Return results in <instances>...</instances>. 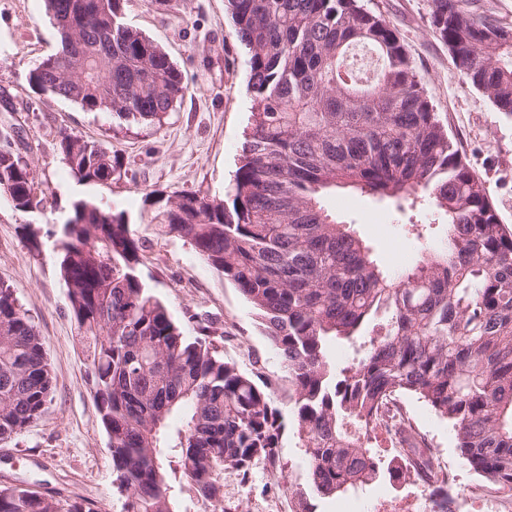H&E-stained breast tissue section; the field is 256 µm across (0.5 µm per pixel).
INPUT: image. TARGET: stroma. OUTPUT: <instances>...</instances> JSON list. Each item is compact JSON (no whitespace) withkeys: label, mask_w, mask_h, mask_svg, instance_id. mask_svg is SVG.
<instances>
[{"label":"stroma","mask_w":512,"mask_h":512,"mask_svg":"<svg viewBox=\"0 0 512 512\" xmlns=\"http://www.w3.org/2000/svg\"><path fill=\"white\" fill-rule=\"evenodd\" d=\"M398 31L423 79L427 95L463 159L489 187L502 223L512 226V116L464 80L447 45L428 23L429 0H363ZM125 22L168 52L190 90L155 123H127L108 112L35 93L28 73L59 44L44 0H0V144L11 142L47 190L42 209L17 210L0 193V281L11 285L42 337L53 377L52 400L42 417L12 440L0 443V484L29 489L90 507L123 512L113 484L112 460L93 395L91 369L58 266L59 228L74 202L90 200L126 211L132 233L144 244L140 275L164 302L186 335H197L189 313H209L210 340L226 360L258 373L280 405L288 403L283 367L240 292L208 266L191 246L151 224L142 190L198 191L220 199L232 179L249 122L243 50L226 15L225 0H122ZM95 140L119 157L124 173L108 184H85L69 172L58 150L60 130ZM328 205L354 223L379 261L398 272L411 267L423 247L444 244L446 228L435 224L425 239L412 237L407 218L358 194H339ZM38 232L29 241L27 229ZM404 404L430 448L456 475L458 486L477 476L461 458L448 421L414 398ZM280 466L256 468L248 482L233 474L224 492L238 512H293L291 488L304 485L299 440L286 431ZM381 479L358 496L316 502L317 512H369L392 493Z\"/></svg>","instance_id":"stroma-1"}]
</instances>
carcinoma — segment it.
I'll list each match as a JSON object with an SVG mask.
<instances>
[{
  "instance_id": "obj_1",
  "label": "carcinoma",
  "mask_w": 512,
  "mask_h": 512,
  "mask_svg": "<svg viewBox=\"0 0 512 512\" xmlns=\"http://www.w3.org/2000/svg\"><path fill=\"white\" fill-rule=\"evenodd\" d=\"M119 2L45 0L52 22L72 17L86 57L61 75L74 31L58 25L59 48L30 70L29 84L88 112L159 121L189 84L124 22ZM227 9L252 101L231 205L197 191L153 190L144 202L151 223L188 243L249 304L288 379V411L207 341L208 317L189 315L199 335H185L140 276L144 244L125 212L75 203L60 228L59 270L124 512H188L194 500L227 512L224 475L246 481L259 465L276 468L288 427L307 472L305 486L290 490L298 512L387 476L370 437L391 426L441 493L447 480L403 412L407 397L448 420L483 482L512 491V229L448 136L398 32L360 0H227ZM429 25L466 81L512 116V28L459 0H430ZM100 29L112 30L110 55L93 48ZM358 44L380 61L369 84L345 66ZM59 152L83 183H108L121 168L108 148L64 130ZM338 189L430 210L428 222L408 218L409 233L444 224L445 245L390 272L325 205ZM0 192L22 211L45 200L10 145L0 147ZM342 344L354 356L340 367L332 349ZM52 382L41 336L1 282L0 442L42 416ZM0 512L86 510L3 485Z\"/></svg>"
}]
</instances>
